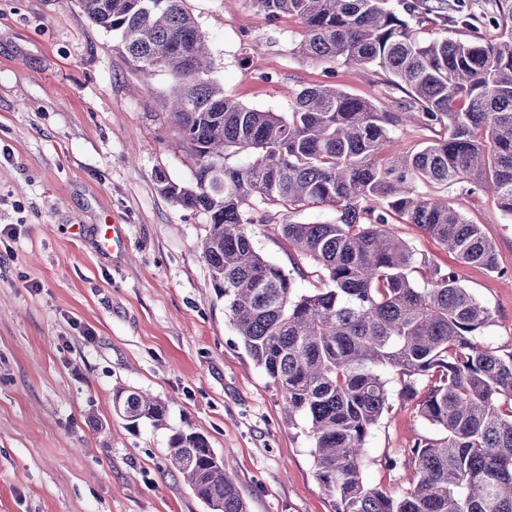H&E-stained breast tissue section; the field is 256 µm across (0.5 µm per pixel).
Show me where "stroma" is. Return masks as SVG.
<instances>
[{
    "label": "stroma",
    "mask_w": 512,
    "mask_h": 512,
    "mask_svg": "<svg viewBox=\"0 0 512 512\" xmlns=\"http://www.w3.org/2000/svg\"><path fill=\"white\" fill-rule=\"evenodd\" d=\"M225 95L288 113L289 90L333 84L396 112L404 93L372 67L302 54L303 26L258 21L250 0H187ZM165 73L143 79L77 0H0V512H209L169 462V428L203 433L248 512H332L305 424L244 349L198 244L204 215L157 190L193 164L165 115ZM448 203L493 242L497 272L462 263L412 224L393 231L452 269L497 315L481 341L512 352V220L469 183ZM119 227L102 250L100 228ZM267 260L295 272L273 226L253 227ZM165 401L168 429L129 426L118 392ZM436 430L394 406L367 437L364 476L393 490L386 455Z\"/></svg>",
    "instance_id": "1"
}]
</instances>
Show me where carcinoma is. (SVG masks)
<instances>
[{
  "label": "carcinoma",
  "instance_id": "1",
  "mask_svg": "<svg viewBox=\"0 0 512 512\" xmlns=\"http://www.w3.org/2000/svg\"><path fill=\"white\" fill-rule=\"evenodd\" d=\"M266 22L303 24V53L375 66L405 91L400 112L332 84L289 92L291 112L224 96L186 0H78L144 78L166 72L171 123L194 164L188 186L160 171V193L206 215L202 259L246 352L281 393L288 420L305 419L316 477L333 512H512V353L478 340L493 310L395 235L413 224L463 263L498 270L495 246L439 194L468 182L512 217V25L486 39L459 5L403 0H252ZM470 32L418 38L430 14ZM408 118L443 132L384 156L390 127ZM242 155L240 165L229 159ZM266 206L296 213L332 206V222L288 221L281 237L316 266L320 287L299 293L252 241ZM421 273L418 283L413 273ZM398 397L416 402L438 437L420 436L384 466L405 482L393 495L364 477V445ZM132 426L167 427V406L116 395ZM172 466L210 512H247L234 477L201 433L173 429Z\"/></svg>",
  "mask_w": 512,
  "mask_h": 512
}]
</instances>
